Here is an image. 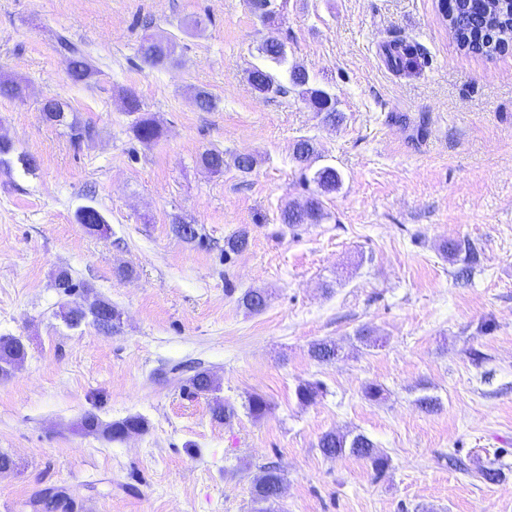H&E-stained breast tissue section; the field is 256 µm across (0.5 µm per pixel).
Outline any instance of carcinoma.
<instances>
[{"label": "carcinoma", "instance_id": "carcinoma-1", "mask_svg": "<svg viewBox=\"0 0 512 512\" xmlns=\"http://www.w3.org/2000/svg\"><path fill=\"white\" fill-rule=\"evenodd\" d=\"M451 3L454 12V26L450 29L457 44L468 53L489 55L505 42L512 41V0H443ZM59 51L66 63L69 79L77 83H86L93 78L96 70L93 68L83 48L72 42L66 36H57ZM141 56L147 64L153 67L163 66L172 59L174 45L162 43L155 39H146L140 46ZM259 53L265 60L280 64L286 59V45L284 42L270 38L259 47ZM386 56L391 67L396 70L408 69L417 64L421 56L419 47L402 42H393L386 47ZM247 80L255 91L262 95H286L292 91L310 102L319 112L325 113V121L334 126L342 121L340 113L336 112L335 102L325 91L310 85L308 72L300 65L291 68L287 78H282L276 70L267 65L255 66L249 70ZM25 92L23 81L9 75L0 76V96L21 98ZM123 108L127 114L133 116L131 130L141 142H153L161 137L162 130L156 120L143 112L139 97L129 91L123 96ZM46 120L59 125L67 126L72 138L80 141L92 136V129L77 121H67L66 104L60 101H50L45 106ZM318 159L314 145L308 140H301L295 144L294 160L303 168L311 167L312 162ZM203 165L213 173L224 170L226 161L224 152L209 150L201 156ZM18 165L25 172L37 167L35 157L25 153H15L12 142L0 137V168L12 169ZM313 182L316 183L320 193L312 196L304 206L287 204L281 210V221L284 224H318L325 217V209L320 195L336 191L341 183L340 173L330 165H324L315 170ZM76 220L89 231H102L105 229L103 215L92 206H84L76 211ZM249 245V230L242 229L237 234L227 238L224 242V257L239 254ZM442 250L451 256L464 255L465 271H470L479 264L477 251L470 243L450 241L442 246ZM53 286L61 298L60 309L66 311L62 319L71 326H78L86 319L104 331L112 330L108 324L106 313L112 310V305L104 300H98L87 308L74 309L69 305L68 298L80 285L75 283L72 276L65 270L58 271L53 278ZM336 345L321 342L312 346L311 356L320 361H329L336 357ZM26 356V348L22 341L16 337L0 336V372L14 367ZM189 387L196 394H209L216 390L211 375L201 370L189 378ZM82 427L88 432L99 430L106 433L113 440H121L128 434L145 429V422L139 416H130L121 421L101 427L97 416L88 413L82 420ZM319 448L331 457L350 454L370 462L371 467L382 473L388 467V458L378 454L372 441L363 434L349 437L345 434L328 432L320 438ZM284 478L274 467L263 471L254 484L253 492L256 502L263 505L259 512H275V505L280 499V490Z\"/></svg>", "mask_w": 512, "mask_h": 512}]
</instances>
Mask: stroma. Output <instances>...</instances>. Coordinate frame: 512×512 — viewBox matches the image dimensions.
<instances>
[{"label":"stroma","mask_w":512,"mask_h":512,"mask_svg":"<svg viewBox=\"0 0 512 512\" xmlns=\"http://www.w3.org/2000/svg\"><path fill=\"white\" fill-rule=\"evenodd\" d=\"M175 42L156 68L144 34ZM81 43L98 70L70 82L55 38ZM269 36L313 87L336 99L335 127L295 94L263 98L247 82ZM422 50L391 71L384 47ZM24 79L0 97V136L38 167L0 169V336L24 361L0 377V512H41L48 489L73 512H253L252 485L276 466L282 512H512V48L461 50L439 0H288L275 24L248 0H0V73ZM217 100L199 110L195 89ZM132 91L163 133L138 141L122 105ZM67 103L91 139L45 121ZM310 140L342 176L318 224H282L286 202L315 191L293 159ZM223 151L214 173L201 155ZM257 164L238 171L233 157ZM95 206L107 229L75 218ZM196 225L186 241L173 223ZM250 231L232 259L225 240ZM465 240L480 264L441 251ZM130 278L116 274L119 267ZM67 270L76 305L109 301L112 331L58 317L52 276ZM266 296L258 312L244 292ZM370 329L377 343L356 338ZM318 341L338 354L320 363ZM215 396L189 395L195 370ZM320 382L314 402L296 388ZM382 388L380 400L364 395ZM268 400L256 418L249 395ZM437 397L424 412L422 396ZM236 410L214 420L212 398ZM142 417L120 441L80 429ZM335 431L364 434L390 459L329 458ZM504 477L474 476L490 461Z\"/></svg>","instance_id":"stroma-1"}]
</instances>
